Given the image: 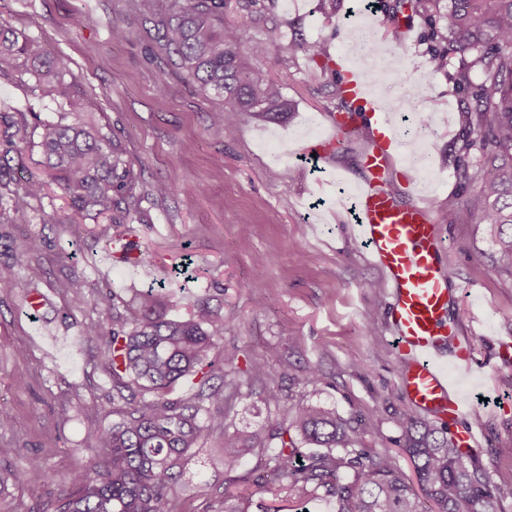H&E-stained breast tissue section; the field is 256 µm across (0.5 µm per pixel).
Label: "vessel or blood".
Listing matches in <instances>:
<instances>
[{
	"instance_id": "obj_1",
	"label": "vessel or blood",
	"mask_w": 512,
	"mask_h": 512,
	"mask_svg": "<svg viewBox=\"0 0 512 512\" xmlns=\"http://www.w3.org/2000/svg\"><path fill=\"white\" fill-rule=\"evenodd\" d=\"M339 68L348 98L372 119L373 146L364 158L369 175L351 202L353 230L365 247L367 261L384 279L390 327L407 361L403 384L408 399L430 414L442 412L464 420L468 401L457 394L448 371L453 368L468 376L476 373L477 365L467 341H458L451 354L442 347L445 337L457 330L444 323L448 278L437 260L441 250L437 227L424 205L416 201L397 205L384 188L389 167L414 136L370 98L361 69L348 57H341Z\"/></svg>"
}]
</instances>
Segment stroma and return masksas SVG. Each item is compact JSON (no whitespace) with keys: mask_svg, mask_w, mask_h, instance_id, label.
<instances>
[{"mask_svg":"<svg viewBox=\"0 0 512 512\" xmlns=\"http://www.w3.org/2000/svg\"><path fill=\"white\" fill-rule=\"evenodd\" d=\"M279 11L332 56L370 42L380 102L409 127L419 113L432 119L423 176L409 179L399 159L389 181L396 201L419 197L438 226L441 265L454 271L447 319L471 334L473 356L484 368L480 378L460 384L470 408L482 414L471 453L492 480H511L512 458L497 448L512 442V409L498 407L512 402V354L498 350L499 341H512V276L498 267L484 225L456 223L443 209L462 193V111L471 97L431 71L418 22L404 23L398 44L383 14L363 10L361 0H337L330 19L317 11L316 0H283ZM116 24L127 27L126 38L113 40ZM0 27L38 43L62 67L86 111L115 133L133 174L137 208L126 224L80 219L61 230L50 225V216L73 207L58 185L22 212L11 210L9 190L0 185V267L16 271L0 280V407L15 418L9 431H0V444L23 451L0 458V470L23 467L33 456L50 474L39 486L5 483L0 512H52L73 492L98 410L112 404V375L85 326L103 318L101 296L126 300L159 281L175 288L172 316H187L203 298L222 307L235 319L224 342L238 348L239 364L282 368L278 385L286 398L358 421L364 447L391 449L401 471L412 475L397 445V418L414 410L402 386L406 362L389 329L381 274L365 261L346 211L366 174L362 158L372 132L362 130L323 156L313 153L336 106L329 76L303 57L285 66L269 60L266 68L282 79L291 113L279 124L228 113L236 130L228 139L211 121L221 98L202 94L161 51L157 29L138 19L135 0H0ZM35 84L24 60L0 66V131L20 112L37 113L42 125L65 119L69 105ZM416 86L427 96L415 97ZM160 182L173 193L155 194ZM110 238L128 246L133 263L107 254ZM36 239L42 246L33 253ZM262 255L267 262L260 267L255 260ZM27 261L42 269L37 289L48 303L38 310L30 307V288L18 273ZM78 294L84 303L75 308ZM371 309L377 313L373 328L363 321ZM313 364L323 374L316 384L305 380ZM262 394L259 381L250 393H229L231 429L276 427L278 411ZM220 442V432L204 433L181 478L189 512H203L210 498L226 491L244 497L247 512H293L287 495L272 498L257 479V456H247L237 473H225L212 456Z\"/></svg>","mask_w":512,"mask_h":512,"instance_id":"obj_1","label":"stroma"}]
</instances>
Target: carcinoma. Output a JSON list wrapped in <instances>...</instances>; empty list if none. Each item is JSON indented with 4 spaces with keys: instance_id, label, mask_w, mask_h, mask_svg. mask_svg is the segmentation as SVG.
Wrapping results in <instances>:
<instances>
[{
    "instance_id": "cac0c4a2",
    "label": "carcinoma",
    "mask_w": 512,
    "mask_h": 512,
    "mask_svg": "<svg viewBox=\"0 0 512 512\" xmlns=\"http://www.w3.org/2000/svg\"><path fill=\"white\" fill-rule=\"evenodd\" d=\"M142 20L160 32V46L177 57L178 66L203 91L223 98L213 121L224 112H250L276 122L291 112L279 79L263 73L271 53L282 63L304 56L333 76L336 112L354 119L358 109L345 95L341 73L330 67L331 57L319 42L285 39L292 25L278 12L279 0H137ZM377 10L391 22V34L401 42L398 15L410 11L424 29L432 72L444 74L453 87L471 90L472 104L464 112L459 169L464 192L448 199V214L460 224H482L495 234L497 263L512 275V0H377ZM255 34L246 36L248 29ZM34 57L36 88L65 100L73 108L72 85L55 62L35 50L24 35L0 31V64ZM458 59L449 72L451 58ZM484 79L475 84L472 72ZM5 131L0 152V182L11 170L8 155L22 156L39 147L53 180L71 197L75 211L91 217L107 215L114 224L133 219L130 167L120 145L103 132L93 116L78 111L71 124L44 126L34 142L24 113ZM482 161L466 160L471 150ZM45 183L32 178L17 186L10 207L20 212L40 196ZM173 292L165 286L139 291L120 307L108 296L100 303L112 308V322L86 325L87 337L100 344L103 366L112 372V389L119 399L136 385L137 400L124 407H101L92 429L93 455L86 469L73 477L76 490L55 512H184L178 485L197 439L206 428L224 431V469L241 466L252 452L273 465L281 489L299 505L323 488L336 503V512H426L420 497L435 512H500L512 499V482L497 483L481 471L478 460L463 454L446 431L403 413L397 421L402 449L409 456L418 488L395 466L388 448H365L358 429L335 411L303 402L284 401L273 381L283 372L268 364L236 367L239 350L221 345L224 333L235 328L232 318L200 302L185 318L169 317ZM265 380L263 400L281 413L285 430L293 429L309 451L283 440V433L255 431L251 444L224 425L229 416L224 391L254 380ZM188 383L187 394L168 397ZM119 420L108 422L110 415ZM279 439L281 443L272 445ZM340 448L343 455L333 450ZM15 482L39 485L47 479L42 463L8 474Z\"/></svg>"
}]
</instances>
